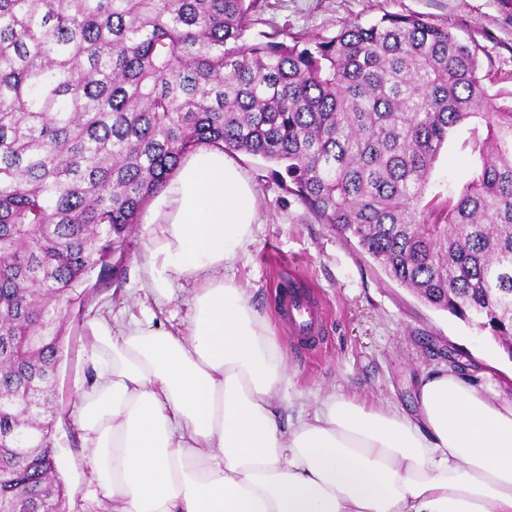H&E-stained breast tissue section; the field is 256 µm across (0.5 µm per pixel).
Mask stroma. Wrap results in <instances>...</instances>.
<instances>
[{"label":"stroma","mask_w":512,"mask_h":512,"mask_svg":"<svg viewBox=\"0 0 512 512\" xmlns=\"http://www.w3.org/2000/svg\"><path fill=\"white\" fill-rule=\"evenodd\" d=\"M421 15L476 43L487 87L512 92V0H261L247 34L309 39L334 36L344 24L368 23L384 14ZM234 161L256 192L258 222L233 275L252 306L275 323L292 378L291 396L314 404L329 395L367 407L415 411V386L428 368L451 366L469 376L487 397L512 401V358L476 326L435 309L386 275L355 240L317 222L270 175L262 158L242 153ZM145 226H138L120 282L104 278L66 324L56 383L53 442L65 488V512H104L90 492L88 451L83 448L74 392L91 374L88 323L121 322L150 310L135 278ZM315 296L323 343L294 339L278 309L280 283Z\"/></svg>","instance_id":"1"}]
</instances>
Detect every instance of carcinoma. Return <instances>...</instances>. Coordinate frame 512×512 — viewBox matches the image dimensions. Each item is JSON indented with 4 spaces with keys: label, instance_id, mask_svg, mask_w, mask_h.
Instances as JSON below:
<instances>
[{
    "label": "carcinoma",
    "instance_id": "carcinoma-1",
    "mask_svg": "<svg viewBox=\"0 0 512 512\" xmlns=\"http://www.w3.org/2000/svg\"><path fill=\"white\" fill-rule=\"evenodd\" d=\"M258 0H0V504L64 512L51 439L64 307L123 273L140 217L206 146L425 303L512 337V92L419 15L245 41ZM473 176H431L459 133Z\"/></svg>",
    "mask_w": 512,
    "mask_h": 512
}]
</instances>
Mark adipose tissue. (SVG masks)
Instances as JSON below:
<instances>
[{
  "label": "adipose tissue",
  "mask_w": 512,
  "mask_h": 512,
  "mask_svg": "<svg viewBox=\"0 0 512 512\" xmlns=\"http://www.w3.org/2000/svg\"><path fill=\"white\" fill-rule=\"evenodd\" d=\"M257 219L237 164L196 150L147 218L138 277L159 309L191 287L185 319L90 322L75 406L107 512H512V403L451 367L420 377L413 417L294 405L276 327L229 275Z\"/></svg>",
  "instance_id": "ef3b65f1"
}]
</instances>
